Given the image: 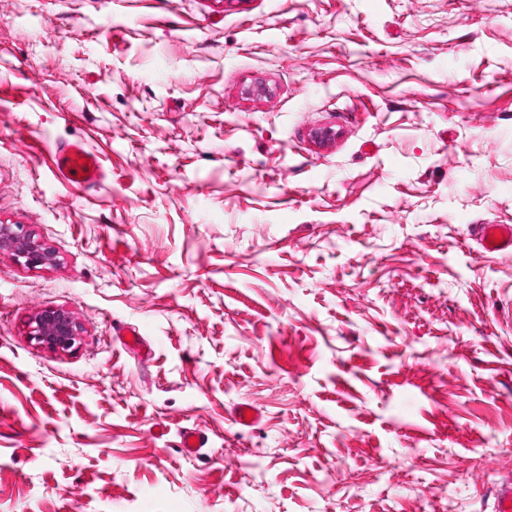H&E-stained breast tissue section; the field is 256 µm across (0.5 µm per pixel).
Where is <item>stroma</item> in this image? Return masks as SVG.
I'll return each mask as SVG.
<instances>
[{
    "label": "stroma",
    "instance_id": "35a3bbf8",
    "mask_svg": "<svg viewBox=\"0 0 512 512\" xmlns=\"http://www.w3.org/2000/svg\"><path fill=\"white\" fill-rule=\"evenodd\" d=\"M1 224L0 512H493L512 0H0ZM54 158L59 177L77 187L86 189L99 183L103 177L98 157L82 142L56 145ZM0 225V249L7 250L17 259H24L29 267L37 268L52 261V254L31 235L24 233L19 227ZM481 248L487 253H512L511 224H478L474 227ZM80 334V323L65 309L39 311L30 322L29 335L32 339L53 349H71Z\"/></svg>",
    "mask_w": 512,
    "mask_h": 512
}]
</instances>
